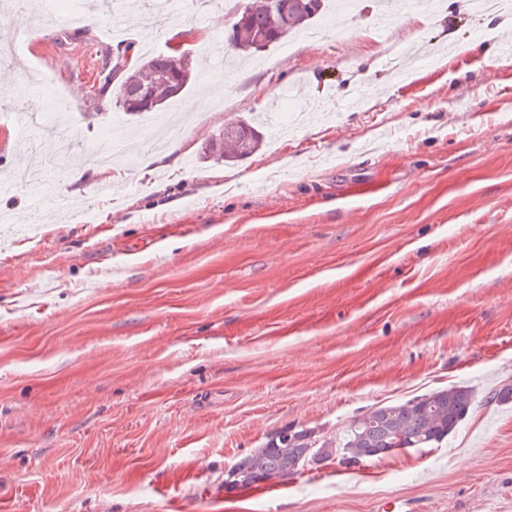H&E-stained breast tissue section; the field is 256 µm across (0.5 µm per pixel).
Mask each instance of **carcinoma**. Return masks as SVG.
Returning a JSON list of instances; mask_svg holds the SVG:
<instances>
[{
  "label": "carcinoma",
  "mask_w": 512,
  "mask_h": 512,
  "mask_svg": "<svg viewBox=\"0 0 512 512\" xmlns=\"http://www.w3.org/2000/svg\"><path fill=\"white\" fill-rule=\"evenodd\" d=\"M296 3L285 15H277L268 0L247 7L237 18L230 37L232 49L254 53L256 43L267 48L290 31L321 16ZM190 80L183 61L160 52L134 71L118 66L100 69L99 92H111L115 103L130 115L150 112L177 96ZM262 134L248 120L224 125L205 146L204 157L239 161L254 154ZM474 404V392L453 385L411 399L370 409L350 419L335 435L324 437L312 429L287 427L275 432L261 447L240 459L224 473L227 490L250 488L258 483L290 476L307 466L335 461L348 467L393 454L395 448H434L466 419Z\"/></svg>",
  "instance_id": "obj_1"
}]
</instances>
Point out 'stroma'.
I'll list each match as a JSON object with an SVG mask.
<instances>
[{
  "instance_id": "35a3bbf8",
  "label": "stroma",
  "mask_w": 512,
  "mask_h": 512,
  "mask_svg": "<svg viewBox=\"0 0 512 512\" xmlns=\"http://www.w3.org/2000/svg\"><path fill=\"white\" fill-rule=\"evenodd\" d=\"M73 2L36 0L0 57V173L43 163L46 127L20 116L70 105L59 172L0 193V512H512V404L486 400L512 384V24L443 0L230 70L186 43L175 163L116 158L108 186L71 159L143 121L94 93L102 61L187 24L227 51L235 16L110 0L74 26ZM283 89L306 106L272 114L283 131L200 159ZM452 385L475 405L439 447L224 489L283 427L329 436ZM261 143L262 134L252 122L237 120L224 125L212 136L203 155L217 161H239L254 154Z\"/></svg>"
}]
</instances>
